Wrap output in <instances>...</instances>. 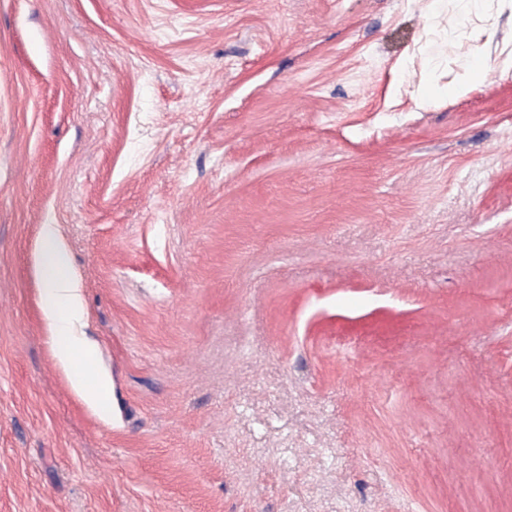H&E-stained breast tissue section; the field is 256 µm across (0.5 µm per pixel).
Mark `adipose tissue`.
Segmentation results:
<instances>
[{"mask_svg":"<svg viewBox=\"0 0 512 512\" xmlns=\"http://www.w3.org/2000/svg\"><path fill=\"white\" fill-rule=\"evenodd\" d=\"M40 276L44 283L42 309L53 330L55 356L69 369L71 384L82 397L92 406L106 409L109 399L106 383L90 380L88 376L92 353L79 332L84 318L81 290L52 224L42 228Z\"/></svg>","mask_w":512,"mask_h":512,"instance_id":"1","label":"adipose tissue"}]
</instances>
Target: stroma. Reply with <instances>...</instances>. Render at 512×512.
<instances>
[{
  "label": "stroma",
  "mask_w": 512,
  "mask_h": 512,
  "mask_svg": "<svg viewBox=\"0 0 512 512\" xmlns=\"http://www.w3.org/2000/svg\"><path fill=\"white\" fill-rule=\"evenodd\" d=\"M0 512H512V0H0ZM40 276L42 309L53 330L57 361L69 369L72 386L92 406L105 410L109 390L102 380L91 381L92 352L79 332L84 318L81 288L73 277L67 253L59 246L54 224L43 225Z\"/></svg>",
  "instance_id": "obj_1"
}]
</instances>
